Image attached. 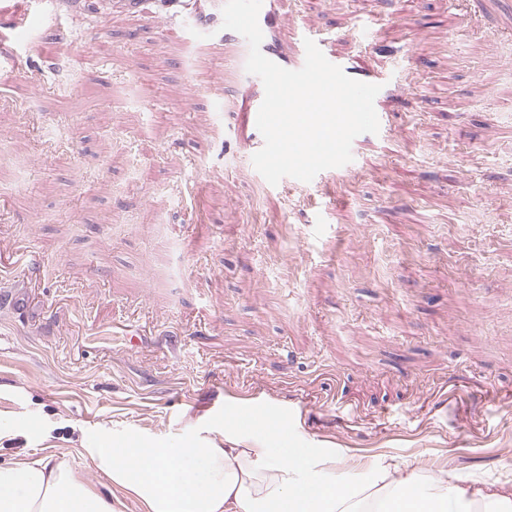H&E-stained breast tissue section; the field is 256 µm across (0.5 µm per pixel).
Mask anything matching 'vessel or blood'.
Returning a JSON list of instances; mask_svg holds the SVG:
<instances>
[{"label": "vessel or blood", "instance_id": "obj_1", "mask_svg": "<svg viewBox=\"0 0 512 512\" xmlns=\"http://www.w3.org/2000/svg\"><path fill=\"white\" fill-rule=\"evenodd\" d=\"M279 0H263L259 13V25L264 34L261 51L265 57L279 66L289 69H300L305 61L304 40L310 37L308 30L296 29L290 42L274 40L271 36L277 25ZM207 31L204 18H197L193 25L181 28L180 39L193 46L195 53L200 54V66L205 67L213 76L212 85L223 88L224 71L227 67L244 68L249 47L246 40L236 32L225 31L219 47L207 43L204 35ZM242 100L241 121L248 129V136L243 143L250 152L259 151L264 145V138L256 126L257 113L264 98V87L259 77L247 75L239 87Z\"/></svg>", "mask_w": 512, "mask_h": 512}]
</instances>
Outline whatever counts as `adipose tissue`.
<instances>
[{
	"mask_svg": "<svg viewBox=\"0 0 512 512\" xmlns=\"http://www.w3.org/2000/svg\"><path fill=\"white\" fill-rule=\"evenodd\" d=\"M84 455L92 473L64 458L0 466V512H116L123 497L142 512H512V481L461 483L390 455L359 457L340 478L343 452L276 448L234 421L220 440L99 439Z\"/></svg>",
	"mask_w": 512,
	"mask_h": 512,
	"instance_id": "1",
	"label": "adipose tissue"
}]
</instances>
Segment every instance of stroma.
<instances>
[{
  "mask_svg": "<svg viewBox=\"0 0 512 512\" xmlns=\"http://www.w3.org/2000/svg\"><path fill=\"white\" fill-rule=\"evenodd\" d=\"M80 2L0 0V423H36L0 464L218 438L248 399L300 448L512 479V11L285 0L387 79L350 163L273 186L232 74Z\"/></svg>",
  "mask_w": 512,
  "mask_h": 512,
  "instance_id": "obj_1",
  "label": "stroma"
}]
</instances>
